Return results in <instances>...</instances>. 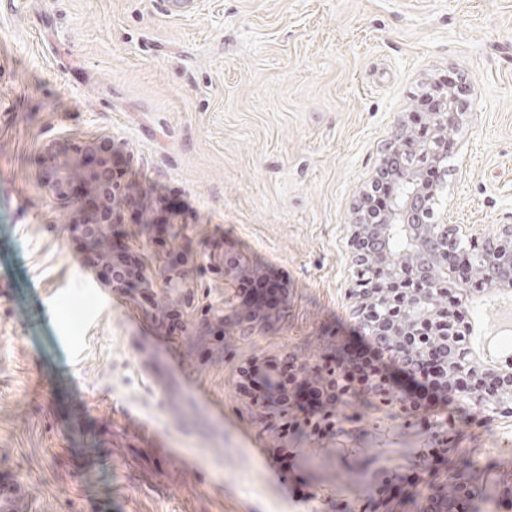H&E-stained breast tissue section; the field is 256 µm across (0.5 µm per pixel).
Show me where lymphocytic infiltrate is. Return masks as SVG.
<instances>
[{"mask_svg":"<svg viewBox=\"0 0 512 512\" xmlns=\"http://www.w3.org/2000/svg\"><path fill=\"white\" fill-rule=\"evenodd\" d=\"M442 363L431 350L419 366L407 367L390 356L382 341L365 335L341 343L313 369L287 353L240 365L236 381L240 395L263 411L267 427L280 438L273 457L283 461L293 454L290 440L335 437L344 421L340 409L352 398L367 403L394 394L408 417L429 423L445 409L447 385L469 383L467 376L443 369ZM419 481L414 470L377 479L372 501L380 512H397Z\"/></svg>","mask_w":512,"mask_h":512,"instance_id":"1","label":"lymphocytic infiltrate"}]
</instances>
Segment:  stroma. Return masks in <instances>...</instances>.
I'll return each instance as SVG.
<instances>
[{"instance_id": "stroma-1", "label": "stroma", "mask_w": 512, "mask_h": 512, "mask_svg": "<svg viewBox=\"0 0 512 512\" xmlns=\"http://www.w3.org/2000/svg\"><path fill=\"white\" fill-rule=\"evenodd\" d=\"M447 83L466 108L436 214L486 236L512 225V0H0V470L33 512H336L414 465L430 431L355 401L344 433L295 441L278 474L235 369L310 367L357 338V204L394 128ZM108 137L127 182L169 200L184 255L186 281L147 303L107 287L70 232L78 204L40 176L45 143ZM251 275L287 298L246 328ZM173 308L185 335L161 325ZM453 435L477 512H506L512 416H461Z\"/></svg>"}]
</instances>
